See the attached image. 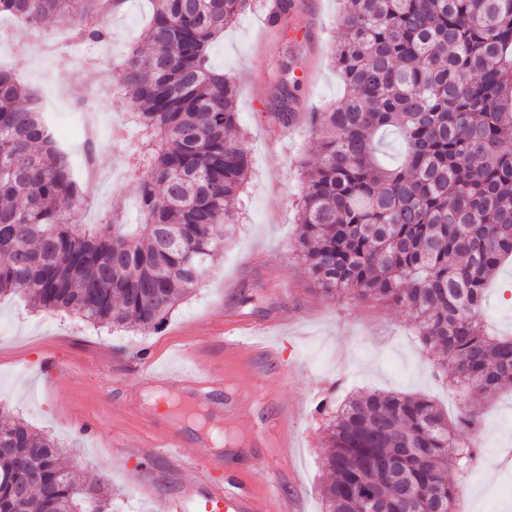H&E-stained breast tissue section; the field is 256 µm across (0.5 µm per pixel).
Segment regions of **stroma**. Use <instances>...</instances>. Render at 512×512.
Returning a JSON list of instances; mask_svg holds the SVG:
<instances>
[{
  "label": "stroma",
  "instance_id": "1",
  "mask_svg": "<svg viewBox=\"0 0 512 512\" xmlns=\"http://www.w3.org/2000/svg\"><path fill=\"white\" fill-rule=\"evenodd\" d=\"M276 5L277 0H254L209 51L211 67L231 76L239 88V129L252 171L239 200L240 221L222 258L155 333L94 326L72 315L32 309L16 296L1 297L0 407L58 440L67 464L83 480L109 485L112 512H155L156 502L179 495L178 476L160 457L151 464L147 488H140L130 475L140 465L135 441L145 422L162 430L174 415L156 404L152 388L140 379L139 364L150 359L179 367L195 349L203 366L222 369L224 394L212 425L184 423V452L208 458L205 434L211 426L223 432L224 447L236 448L252 424L287 419L286 447L251 448L223 465L263 492L271 464H278L280 492L299 512H321L319 401L338 404L362 389L425 394L449 418L470 405L482 420L495 421V429L481 435L482 460L464 490L462 509L512 512V464L502 462L512 452V390L473 401L457 395L435 377L432 354L412 336L398 308L372 300L325 301L298 263L292 248L302 188L296 161L316 149L310 113L344 93L331 65L340 0H291L287 16L277 22L272 19ZM150 12L151 0H126L110 20L111 38L100 44V52L120 63L137 44ZM0 28L9 34L0 47V67L12 70L39 97L54 93L81 104L99 83V73L87 68L75 82L57 81L58 58L34 48L36 36L57 33L56 24L35 29L4 16ZM283 68L301 85L288 126L274 117L276 75ZM133 111L120 93L100 111L129 128L120 139L109 125L97 127L98 175L81 181L82 223H96L109 210L122 213L128 224L141 220L126 175L128 152L141 139L130 123ZM230 312L260 325L261 335L279 345L280 361L258 354L243 367L227 358L219 330ZM484 314L493 330L512 334V263L498 272ZM52 356L65 358L70 370H50ZM95 414L101 417L98 427L86 430L85 419Z\"/></svg>",
  "mask_w": 512,
  "mask_h": 512
}]
</instances>
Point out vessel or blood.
Here are the masks:
<instances>
[{"instance_id":"b4317fda","label":"vessel or blood","mask_w":512,"mask_h":512,"mask_svg":"<svg viewBox=\"0 0 512 512\" xmlns=\"http://www.w3.org/2000/svg\"><path fill=\"white\" fill-rule=\"evenodd\" d=\"M246 320L239 315L227 316L224 322V351L236 360L246 362L259 349L257 340L242 336ZM143 376L160 387L174 386L189 390L200 402L223 393L224 375L210 368L199 373L193 370L160 372L153 364H145ZM178 432L161 433L147 426L141 435L139 448L142 460L166 457L172 460L183 488L178 499L168 503V512H291L292 506L283 495H264L243 483L234 473L216 479V461H199L179 453Z\"/></svg>"}]
</instances>
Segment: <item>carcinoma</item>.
Masks as SVG:
<instances>
[{
    "label": "carcinoma",
    "mask_w": 512,
    "mask_h": 512,
    "mask_svg": "<svg viewBox=\"0 0 512 512\" xmlns=\"http://www.w3.org/2000/svg\"><path fill=\"white\" fill-rule=\"evenodd\" d=\"M125 0H0L30 27L52 19L99 44ZM146 50L115 82L143 130L131 177L143 219L80 224L83 190L35 97L0 69V296L141 333L160 330L223 252L250 158L236 135L235 82L208 65L253 0H152ZM333 67L345 93L310 115L293 249L325 300L398 307L437 375L466 397L512 388V336L482 321L486 290L512 259V0H342ZM278 120L294 96L277 79ZM395 128L401 160L383 164ZM323 512H459L480 459L424 396L363 392L323 402ZM60 446L0 413V512H109Z\"/></svg>",
    "instance_id": "1"
}]
</instances>
